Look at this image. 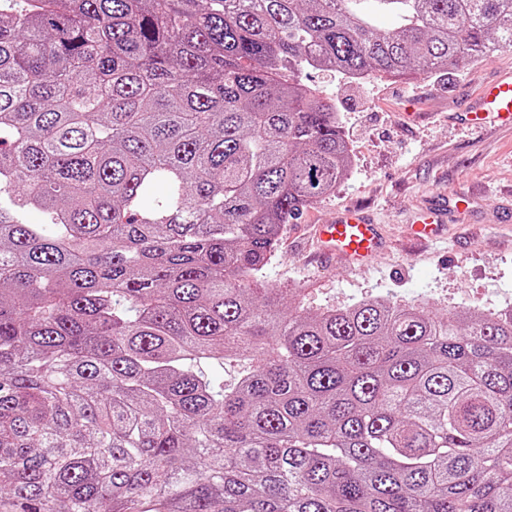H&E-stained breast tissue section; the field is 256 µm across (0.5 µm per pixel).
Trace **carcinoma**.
Instances as JSON below:
<instances>
[{"label": "carcinoma", "instance_id": "obj_1", "mask_svg": "<svg viewBox=\"0 0 512 512\" xmlns=\"http://www.w3.org/2000/svg\"><path fill=\"white\" fill-rule=\"evenodd\" d=\"M504 48L512 0H0V512H512L511 305L263 286L353 167L302 71Z\"/></svg>", "mask_w": 512, "mask_h": 512}]
</instances>
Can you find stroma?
<instances>
[{
  "instance_id": "stroma-1",
  "label": "stroma",
  "mask_w": 512,
  "mask_h": 512,
  "mask_svg": "<svg viewBox=\"0 0 512 512\" xmlns=\"http://www.w3.org/2000/svg\"><path fill=\"white\" fill-rule=\"evenodd\" d=\"M506 71L509 49L448 78L417 72L349 84L333 72L305 70L303 81L334 99L354 165L333 195L283 226L267 283L299 290L313 312L370 297L427 301L436 313L512 305V132H476L453 118ZM462 188L475 191L469 212L449 217L440 237L415 241L410 211ZM351 205L371 214L386 238L364 267L320 258L313 240L314 225Z\"/></svg>"
}]
</instances>
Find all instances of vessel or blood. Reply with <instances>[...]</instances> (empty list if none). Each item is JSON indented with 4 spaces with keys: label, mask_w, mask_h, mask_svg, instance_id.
Wrapping results in <instances>:
<instances>
[{
    "label": "vessel or blood",
    "mask_w": 512,
    "mask_h": 512,
    "mask_svg": "<svg viewBox=\"0 0 512 512\" xmlns=\"http://www.w3.org/2000/svg\"><path fill=\"white\" fill-rule=\"evenodd\" d=\"M456 118L468 127H481L492 120L512 129V75L503 74L487 83L468 110ZM448 206L425 205L414 221L415 234L421 238L433 235L445 222ZM315 236L324 255L340 254L355 263L365 262L383 246L378 225L355 207L338 213L332 223L317 225Z\"/></svg>",
    "instance_id": "b4317fda"
}]
</instances>
